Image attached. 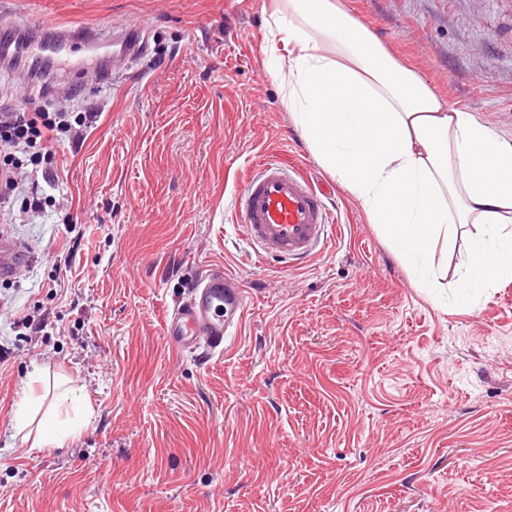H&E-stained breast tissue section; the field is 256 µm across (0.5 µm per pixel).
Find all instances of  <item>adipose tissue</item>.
I'll use <instances>...</instances> for the list:
<instances>
[{
	"label": "adipose tissue",
	"mask_w": 512,
	"mask_h": 512,
	"mask_svg": "<svg viewBox=\"0 0 512 512\" xmlns=\"http://www.w3.org/2000/svg\"><path fill=\"white\" fill-rule=\"evenodd\" d=\"M284 100L316 162L402 253L433 267L472 224L470 285L512 280V141L451 107L344 0H285L265 19Z\"/></svg>",
	"instance_id": "1"
}]
</instances>
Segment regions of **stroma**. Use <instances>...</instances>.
Returning <instances> with one entry per match:
<instances>
[{
	"label": "stroma",
	"mask_w": 512,
	"mask_h": 512,
	"mask_svg": "<svg viewBox=\"0 0 512 512\" xmlns=\"http://www.w3.org/2000/svg\"><path fill=\"white\" fill-rule=\"evenodd\" d=\"M450 105L512 141V0H347ZM269 0H0V38L90 28L67 73L0 67V113L91 112L0 279V512H512V280L468 288V233L434 275L313 159L269 65ZM142 30L114 60L105 36ZM276 157L327 191L335 238L259 259L243 171ZM220 267L249 295L224 354L173 353L167 312ZM36 401L29 432L14 409ZM71 430L39 448L38 430Z\"/></svg>",
	"instance_id": "35a3bbf8"
}]
</instances>
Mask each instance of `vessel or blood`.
<instances>
[{"label":"vessel or blood","mask_w":512,"mask_h":512,"mask_svg":"<svg viewBox=\"0 0 512 512\" xmlns=\"http://www.w3.org/2000/svg\"><path fill=\"white\" fill-rule=\"evenodd\" d=\"M97 42L91 30H61L51 43L33 45L26 39L0 42V59L27 65L55 61L62 47L75 40ZM324 192L313 179L285 162L269 159L256 163L243 181L237 220L259 255L288 263L311 259L334 235ZM28 252L8 235H0V278L24 267ZM248 310L247 292L227 271L209 270L192 297L168 312L162 334L176 352L224 349L227 336L241 328Z\"/></svg>","instance_id":"vessel-or-blood-1"}]
</instances>
